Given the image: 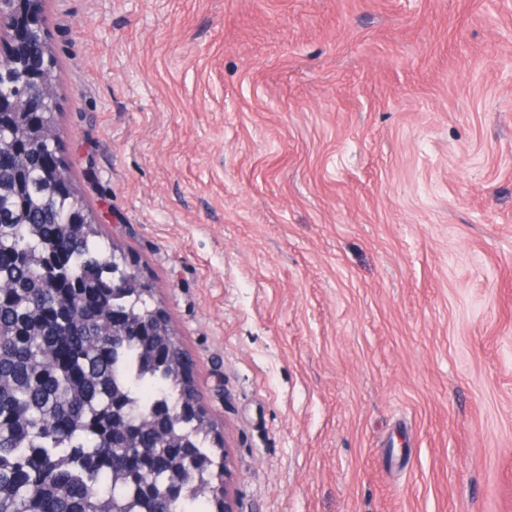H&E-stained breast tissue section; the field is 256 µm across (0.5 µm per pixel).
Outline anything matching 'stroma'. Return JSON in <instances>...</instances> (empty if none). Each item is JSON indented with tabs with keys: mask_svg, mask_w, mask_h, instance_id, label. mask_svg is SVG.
Masks as SVG:
<instances>
[{
	"mask_svg": "<svg viewBox=\"0 0 512 512\" xmlns=\"http://www.w3.org/2000/svg\"><path fill=\"white\" fill-rule=\"evenodd\" d=\"M62 155L237 512H512V0H42Z\"/></svg>",
	"mask_w": 512,
	"mask_h": 512,
	"instance_id": "obj_1",
	"label": "stroma"
}]
</instances>
